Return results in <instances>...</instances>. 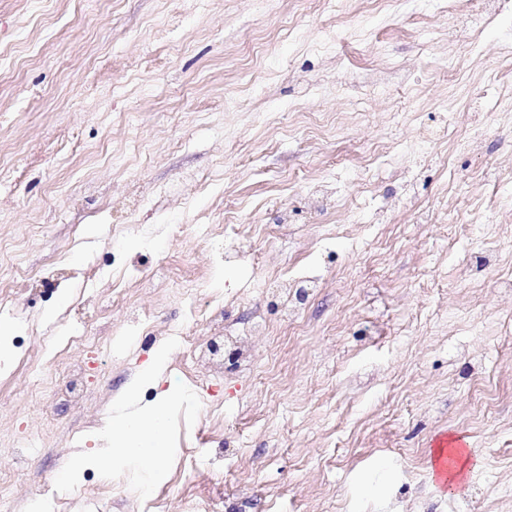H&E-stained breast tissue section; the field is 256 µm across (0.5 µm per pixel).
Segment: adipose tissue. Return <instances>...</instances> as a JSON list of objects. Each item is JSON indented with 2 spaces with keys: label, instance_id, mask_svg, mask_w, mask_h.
I'll use <instances>...</instances> for the list:
<instances>
[{
  "label": "adipose tissue",
  "instance_id": "adipose-tissue-1",
  "mask_svg": "<svg viewBox=\"0 0 512 512\" xmlns=\"http://www.w3.org/2000/svg\"><path fill=\"white\" fill-rule=\"evenodd\" d=\"M168 355V348L158 349L135 383L113 402L112 449L108 456L99 459V468L119 474L136 466L147 474H156L161 458L167 453L169 411L176 400H188L189 395L184 392L176 396L166 390L151 405L137 409L133 402L139 384L154 382L166 371Z\"/></svg>",
  "mask_w": 512,
  "mask_h": 512
}]
</instances>
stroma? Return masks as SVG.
I'll return each mask as SVG.
<instances>
[{
  "instance_id": "1",
  "label": "stroma",
  "mask_w": 512,
  "mask_h": 512,
  "mask_svg": "<svg viewBox=\"0 0 512 512\" xmlns=\"http://www.w3.org/2000/svg\"><path fill=\"white\" fill-rule=\"evenodd\" d=\"M451 8L0 0V239L43 270L0 295L19 323L0 374L15 512L37 493L64 512L92 495L146 512L140 469L115 490L95 466L59 481L107 448L112 403L154 350L143 316L171 362L140 400L192 396L152 487L163 512H512V144L456 150L479 123H512L496 110L512 96V0L473 47ZM316 182L330 195L312 206ZM172 272L202 278L199 311L172 295ZM284 277L304 293L296 333L276 307ZM211 311L266 328L253 368L225 366L205 389L187 364L206 337L172 331ZM84 323L102 347H65ZM33 361L53 381L36 398ZM446 433L468 442L457 495L427 465Z\"/></svg>"
}]
</instances>
